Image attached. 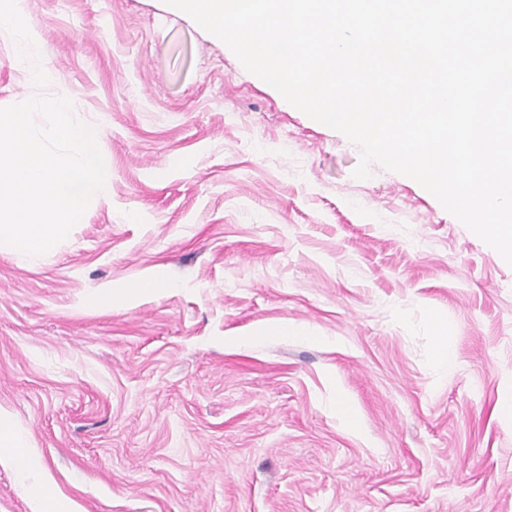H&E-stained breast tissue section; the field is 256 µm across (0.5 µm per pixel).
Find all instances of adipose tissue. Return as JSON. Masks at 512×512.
Segmentation results:
<instances>
[{
  "instance_id": "adipose-tissue-1",
  "label": "adipose tissue",
  "mask_w": 512,
  "mask_h": 512,
  "mask_svg": "<svg viewBox=\"0 0 512 512\" xmlns=\"http://www.w3.org/2000/svg\"><path fill=\"white\" fill-rule=\"evenodd\" d=\"M3 462L23 479L31 512H76L54 480L39 473L35 454L27 449L10 419L0 413V463Z\"/></svg>"
}]
</instances>
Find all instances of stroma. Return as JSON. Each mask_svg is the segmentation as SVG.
I'll return each instance as SVG.
<instances>
[{
    "label": "stroma",
    "instance_id": "35a3bbf8",
    "mask_svg": "<svg viewBox=\"0 0 512 512\" xmlns=\"http://www.w3.org/2000/svg\"><path fill=\"white\" fill-rule=\"evenodd\" d=\"M26 11L112 160L68 241L0 254V411L61 493L80 512H512V266L416 181L355 179L357 146L163 0ZM56 91L0 31V107ZM144 280L163 287L122 294ZM270 323L292 331L257 337ZM438 335L435 340L436 361L438 366L446 373L454 368L453 347L448 336V326L442 316L436 317Z\"/></svg>",
    "mask_w": 512,
    "mask_h": 512
}]
</instances>
